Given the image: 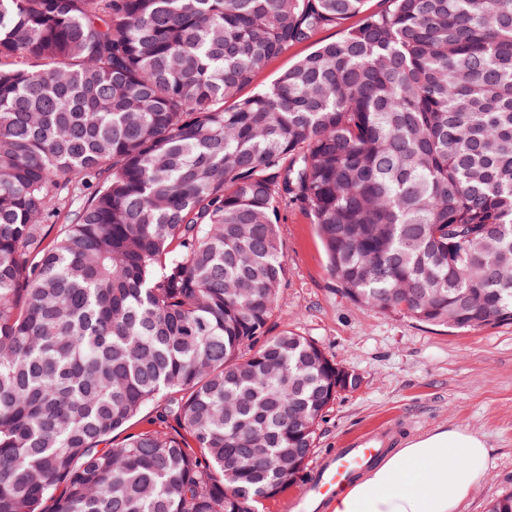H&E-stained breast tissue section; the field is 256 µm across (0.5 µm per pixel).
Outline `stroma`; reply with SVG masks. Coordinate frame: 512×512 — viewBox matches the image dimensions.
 <instances>
[{
  "mask_svg": "<svg viewBox=\"0 0 512 512\" xmlns=\"http://www.w3.org/2000/svg\"><path fill=\"white\" fill-rule=\"evenodd\" d=\"M357 23L350 18L289 46L255 76L247 93ZM279 235L288 276L269 335L293 329L362 378L361 387L340 394L320 421L308 471L335 456L347 438L380 425L390 427L399 444L439 427H462L484 435L491 452L484 478L461 512H487L492 499L512 493V324L452 333L353 303L331 276L316 227L303 212L282 207Z\"/></svg>",
  "mask_w": 512,
  "mask_h": 512,
  "instance_id": "1",
  "label": "stroma"
}]
</instances>
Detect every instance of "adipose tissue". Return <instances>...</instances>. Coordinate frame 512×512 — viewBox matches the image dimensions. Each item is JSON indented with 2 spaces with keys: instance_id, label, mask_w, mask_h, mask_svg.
I'll return each instance as SVG.
<instances>
[{
  "instance_id": "obj_1",
  "label": "adipose tissue",
  "mask_w": 512,
  "mask_h": 512,
  "mask_svg": "<svg viewBox=\"0 0 512 512\" xmlns=\"http://www.w3.org/2000/svg\"><path fill=\"white\" fill-rule=\"evenodd\" d=\"M488 458L481 435L458 427L432 430L340 492L331 512H461Z\"/></svg>"
}]
</instances>
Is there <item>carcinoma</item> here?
<instances>
[{"mask_svg": "<svg viewBox=\"0 0 512 512\" xmlns=\"http://www.w3.org/2000/svg\"><path fill=\"white\" fill-rule=\"evenodd\" d=\"M367 2L0 0V512H259L304 479L342 364L266 336L283 202L351 301L512 324V0ZM362 16L352 17L340 26L328 27L318 31L309 41L289 46L286 50L272 58L264 71L253 79V82L243 90V94H252L267 86L281 73L291 68L298 60L311 53L318 44L334 41L348 28L354 27L361 21Z\"/></svg>", "mask_w": 512, "mask_h": 512, "instance_id": "1", "label": "carcinoma"}]
</instances>
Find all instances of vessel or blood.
Here are the masks:
<instances>
[{"label":"vessel or blood","instance_id":"1","mask_svg":"<svg viewBox=\"0 0 512 512\" xmlns=\"http://www.w3.org/2000/svg\"><path fill=\"white\" fill-rule=\"evenodd\" d=\"M391 444L390 431L386 428L350 439L345 447L337 449L334 458L324 462L310 476L298 502L301 512L325 503L335 488L348 484L356 474L377 463Z\"/></svg>","mask_w":512,"mask_h":512}]
</instances>
